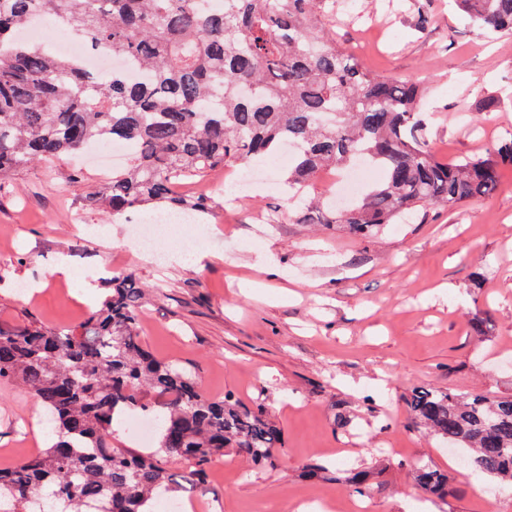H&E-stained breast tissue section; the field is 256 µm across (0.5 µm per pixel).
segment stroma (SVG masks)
<instances>
[{
	"mask_svg": "<svg viewBox=\"0 0 512 512\" xmlns=\"http://www.w3.org/2000/svg\"><path fill=\"white\" fill-rule=\"evenodd\" d=\"M329 26L371 71L426 86V137L443 160L485 154L512 132V35L470 25L453 0H339ZM107 178L64 157L0 180V321L37 316L79 321L102 296L112 267L158 286L140 328L157 356L195 371L215 399L263 404L280 428L277 468L217 457L198 501L224 512H290L292 503L333 493L352 498L344 471L370 474V512H512V484L457 466L409 423L403 398L416 386L492 399L512 397V167L484 199L420 208L365 238L298 224L279 177L251 198L217 205L200 225L167 224L157 248L169 254L202 227V263L157 266L127 234V221L87 208ZM67 262L71 279L55 275ZM270 269L253 289L258 267ZM38 284L37 296L16 290ZM489 312L484 335L472 316ZM38 400L0 384V466L23 444L46 447ZM394 440L399 454L382 448ZM428 463L454 487L417 496L404 469Z\"/></svg>",
	"mask_w": 512,
	"mask_h": 512,
	"instance_id": "35a3bbf8",
	"label": "stroma"
}]
</instances>
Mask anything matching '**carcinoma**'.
I'll use <instances>...</instances> for the list:
<instances>
[{"label": "carcinoma", "instance_id": "carcinoma-1", "mask_svg": "<svg viewBox=\"0 0 512 512\" xmlns=\"http://www.w3.org/2000/svg\"><path fill=\"white\" fill-rule=\"evenodd\" d=\"M0 0V178L74 155L97 141L128 145L127 165L85 198L114 214L179 209L206 214L215 199L175 195L218 167L266 161L296 147L286 183L299 224H341L377 234L421 207L488 197L512 165V135L486 155L448 164L425 136L424 87L364 70L336 44L325 15L336 0ZM471 22L512 32V0H456ZM38 15L86 42L135 60L142 76L91 74L81 63L19 36ZM379 181L344 207L315 191L320 172L359 161ZM146 289L132 275L106 281L97 310L75 326L34 318L0 322V381L25 386L44 406L52 443L0 467V512H153L155 500L191 493L226 452L274 468L281 430L261 406L208 396L195 373L141 341ZM413 426L471 452L477 471L512 483V397L458 396L414 388ZM148 411L157 447H112L113 421ZM181 460L171 473L159 457ZM413 486L453 492L448 474L417 462ZM369 475L343 481L365 490Z\"/></svg>", "mask_w": 512, "mask_h": 512}]
</instances>
